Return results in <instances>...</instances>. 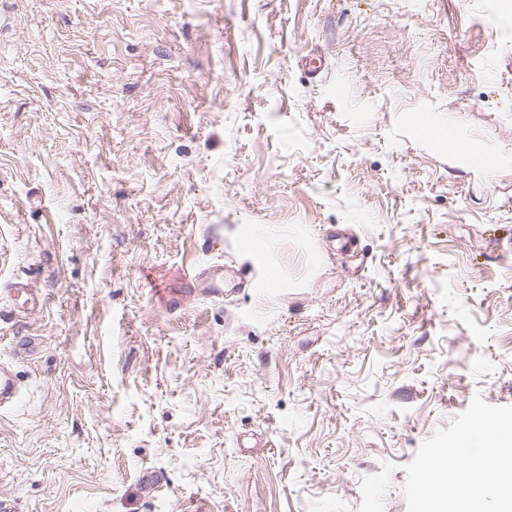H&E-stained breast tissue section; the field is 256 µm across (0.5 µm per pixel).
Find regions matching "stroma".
Here are the masks:
<instances>
[{"label":"stroma","instance_id":"1","mask_svg":"<svg viewBox=\"0 0 512 512\" xmlns=\"http://www.w3.org/2000/svg\"><path fill=\"white\" fill-rule=\"evenodd\" d=\"M0 367L15 512H429L512 423V0H0ZM421 485L427 498L430 500H450L454 507L458 509L455 511H474L460 510L459 504L466 502L471 507L480 494L479 489L464 474L453 479L452 482H449L448 479L447 482L446 473L438 463H432L425 470V477Z\"/></svg>","mask_w":512,"mask_h":512}]
</instances>
